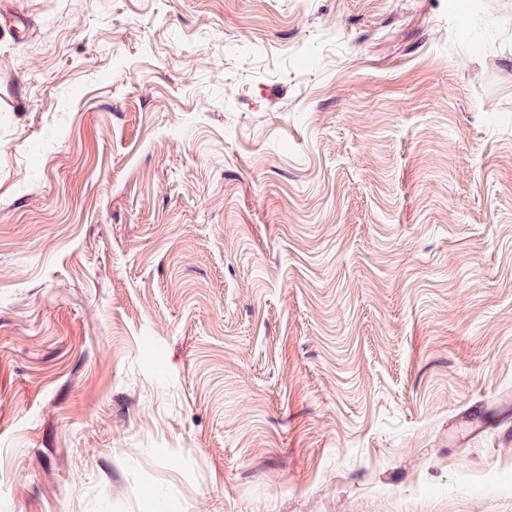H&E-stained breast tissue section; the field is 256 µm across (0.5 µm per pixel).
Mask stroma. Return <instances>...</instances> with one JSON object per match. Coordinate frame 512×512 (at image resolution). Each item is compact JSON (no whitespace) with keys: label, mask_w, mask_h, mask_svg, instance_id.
<instances>
[{"label":"stroma","mask_w":512,"mask_h":512,"mask_svg":"<svg viewBox=\"0 0 512 512\" xmlns=\"http://www.w3.org/2000/svg\"><path fill=\"white\" fill-rule=\"evenodd\" d=\"M0 512H512V0H0Z\"/></svg>","instance_id":"1"}]
</instances>
